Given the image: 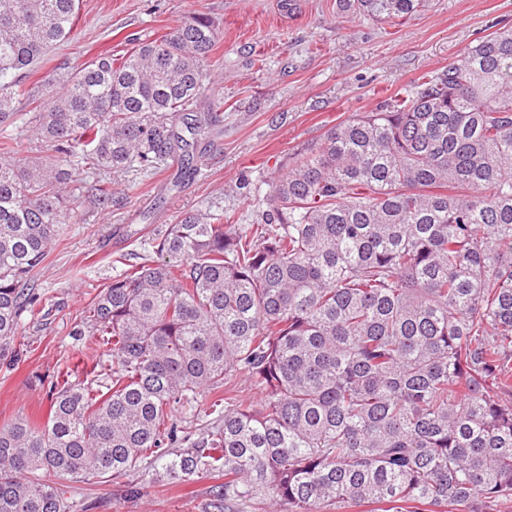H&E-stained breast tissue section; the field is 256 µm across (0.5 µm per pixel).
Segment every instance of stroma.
<instances>
[{"mask_svg":"<svg viewBox=\"0 0 512 512\" xmlns=\"http://www.w3.org/2000/svg\"><path fill=\"white\" fill-rule=\"evenodd\" d=\"M195 13L218 30L221 131L154 174L132 167L82 183L85 191L107 188L112 204H75L37 273L48 302L43 316L23 318L10 351L0 356V425L19 417L46 422L55 379L96 389L110 384V347L84 315L102 286L125 271L121 256L151 263L149 240L197 209L218 206L232 223H262L268 184L288 156L328 128L409 94L423 75L512 27V0H428L396 22L342 10L339 0H78L76 38L49 52L29 82L51 79L63 62L124 53L128 37L155 39ZM224 394L201 391L195 414L181 416L187 442L214 425L211 405ZM223 480L213 473L182 484L143 463L116 482L69 484L65 500L75 512H217L210 490Z\"/></svg>","mask_w":512,"mask_h":512,"instance_id":"obj_1","label":"stroma"}]
</instances>
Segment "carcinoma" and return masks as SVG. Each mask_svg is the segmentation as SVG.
Masks as SVG:
<instances>
[{"instance_id": "1", "label": "carcinoma", "mask_w": 512, "mask_h": 512, "mask_svg": "<svg viewBox=\"0 0 512 512\" xmlns=\"http://www.w3.org/2000/svg\"><path fill=\"white\" fill-rule=\"evenodd\" d=\"M339 4L392 21L426 0ZM77 19L76 0H0L1 354L43 310L34 272L78 203L71 184L154 171L224 119L204 14L30 92ZM204 100L213 111L189 120ZM18 135L38 156L10 153ZM267 202L263 224L182 215L152 238L156 261L94 296L112 384L58 382L44 424L0 427V512H65V483L119 479L147 455L183 483L224 474L218 505L508 512L512 30L329 128ZM241 374L259 400L214 401L220 422L166 450L175 413Z\"/></svg>"}]
</instances>
